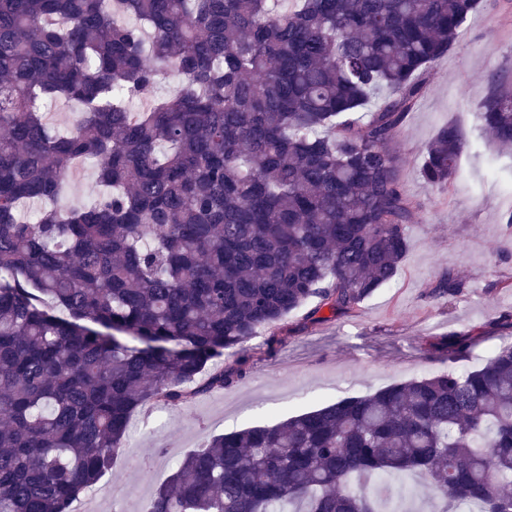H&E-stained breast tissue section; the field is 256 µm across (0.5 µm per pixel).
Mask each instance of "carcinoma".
Masks as SVG:
<instances>
[{
  "instance_id": "obj_1",
  "label": "carcinoma",
  "mask_w": 512,
  "mask_h": 512,
  "mask_svg": "<svg viewBox=\"0 0 512 512\" xmlns=\"http://www.w3.org/2000/svg\"><path fill=\"white\" fill-rule=\"evenodd\" d=\"M279 2L0 0V512H71L138 410L224 389L258 328L395 281L414 219L395 142L483 0ZM164 67L180 82L157 98ZM488 85L479 130L507 154L512 57ZM60 100L63 132L42 111ZM469 149L443 125L423 181L449 186ZM89 161L104 191L59 208ZM465 288L450 267L429 296ZM412 472L440 512H512L511 344L214 435L146 512H388Z\"/></svg>"
}]
</instances>
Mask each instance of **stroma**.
Here are the masks:
<instances>
[{
  "label": "stroma",
  "mask_w": 512,
  "mask_h": 512,
  "mask_svg": "<svg viewBox=\"0 0 512 512\" xmlns=\"http://www.w3.org/2000/svg\"><path fill=\"white\" fill-rule=\"evenodd\" d=\"M512 54V0H487L461 37L423 76V91L407 112L397 150L401 184L415 218L410 249L397 280L345 316L310 324L294 312L280 326L281 342L267 352L270 331L246 344L245 377L172 411L148 406L135 414L124 450L82 512H145L149 500L187 451L246 424L272 425L297 412L360 396L428 372L482 363L512 341L499 322L512 314V158H495L477 129L476 106L486 97L488 72ZM447 123L473 144L462 174L448 188L426 186L419 168L426 146ZM467 281L448 300L429 290L447 268ZM472 337L465 358L450 361L440 337Z\"/></svg>",
  "instance_id": "obj_1"
}]
</instances>
